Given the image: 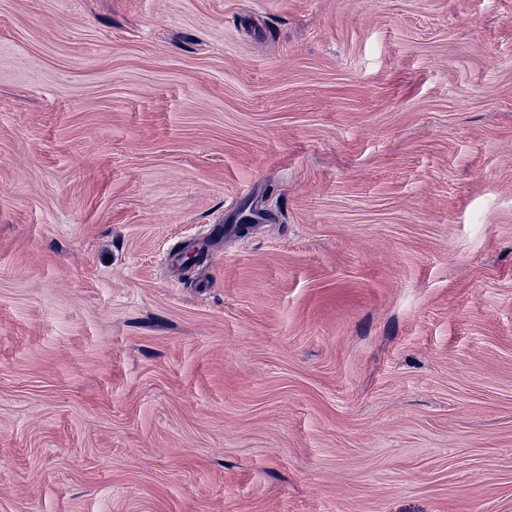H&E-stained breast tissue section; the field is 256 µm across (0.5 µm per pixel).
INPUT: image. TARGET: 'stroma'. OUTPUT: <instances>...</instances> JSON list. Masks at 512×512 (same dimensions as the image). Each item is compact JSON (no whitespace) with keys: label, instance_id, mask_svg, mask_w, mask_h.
Listing matches in <instances>:
<instances>
[{"label":"stroma","instance_id":"35a3bbf8","mask_svg":"<svg viewBox=\"0 0 512 512\" xmlns=\"http://www.w3.org/2000/svg\"><path fill=\"white\" fill-rule=\"evenodd\" d=\"M0 512H512V0H0Z\"/></svg>","mask_w":512,"mask_h":512}]
</instances>
